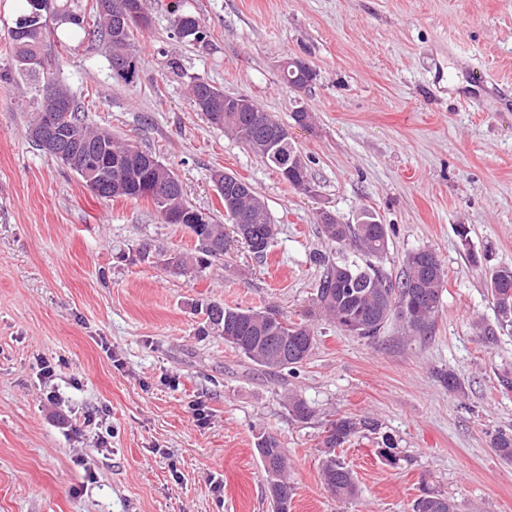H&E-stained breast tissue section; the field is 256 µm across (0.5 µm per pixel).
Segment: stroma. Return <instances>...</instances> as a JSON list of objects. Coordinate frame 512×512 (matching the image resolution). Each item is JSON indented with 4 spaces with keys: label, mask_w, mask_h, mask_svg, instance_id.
Returning <instances> with one entry per match:
<instances>
[{
    "label": "stroma",
    "mask_w": 512,
    "mask_h": 512,
    "mask_svg": "<svg viewBox=\"0 0 512 512\" xmlns=\"http://www.w3.org/2000/svg\"><path fill=\"white\" fill-rule=\"evenodd\" d=\"M179 10L200 17L207 44L179 37ZM146 11L131 82L112 78L95 43L50 49L51 73L91 126L167 165L195 207L223 214L214 171L247 181L277 235L259 257L228 223L221 259L160 265L193 253L190 230L150 200L93 195L31 142L33 89L0 83V512H272L263 434L286 452L291 512H412L425 486L460 512H512V462L492 446L512 429V390L498 385L512 375V327L489 293L492 270L512 267V0H146ZM289 58L316 73L299 99L281 78ZM194 77L287 126L315 195L211 125L189 99ZM301 105L312 127L293 122ZM323 208L345 224L378 215L392 278L407 253L435 252L439 308L421 336L395 319L370 340L317 320L297 374H273L207 332L205 310L273 304L304 319L314 256L334 250ZM449 370L461 391L441 383ZM291 395L314 420L289 415ZM332 414L379 422L339 451L358 486L350 502L322 477ZM386 436L393 463L378 453Z\"/></svg>",
    "instance_id": "stroma-1"
}]
</instances>
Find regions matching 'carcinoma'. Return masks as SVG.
Here are the masks:
<instances>
[{"mask_svg": "<svg viewBox=\"0 0 512 512\" xmlns=\"http://www.w3.org/2000/svg\"><path fill=\"white\" fill-rule=\"evenodd\" d=\"M23 11L9 29L12 59L9 66L0 68V82L12 83L21 77L34 88L42 89L48 83L54 87L56 98L71 104L69 128L76 141L87 146L90 162L102 157L128 160L129 157H147V153L122 143L112 137V133L96 130L86 121L84 108L70 91L51 77L49 68H43L40 60L47 59L48 47L58 45L67 50L86 42H95L109 51V58L129 57V47L134 30L149 23L145 8L130 18L126 30L115 37L111 24L100 9L94 15H86L81 0H51L54 13L60 16L58 21H47L37 16L31 0H23ZM189 13L182 12L175 18L176 24L190 30L184 40L192 44L207 42L209 32L201 26L199 18L187 19ZM283 83L291 88L295 84L313 81L315 72L305 70V63L299 62V68H293L286 62L282 69ZM193 106L208 116L211 123L221 126L232 133L264 163L278 170L282 178L293 187L300 189L304 181L310 180L307 163H297L289 168L285 166L288 157H296L299 152L290 139L282 138L280 131L284 127L269 128L259 126L253 121L261 106L250 100V111L239 112L224 103V91L207 85V95L199 94L200 78L195 77L189 84ZM153 176L156 179L173 177L167 168L153 169L150 173L140 167L122 165L112 167L110 183L99 188L86 177L81 180L93 194L102 199H139L134 194L136 183ZM218 185V193L224 201V219L228 223L242 228L237 220H244L256 235L260 236L262 246L252 252L262 256L276 235L269 210L248 184L223 171L213 174ZM164 223L169 218L184 215L197 210L189 203L182 188H177L163 201H154ZM329 241L338 246V251L346 249L357 252L360 260L346 257L333 260L329 255L320 253L315 262L323 268L316 298L315 309L309 315L319 313L334 321L336 326L347 334L365 339H374L382 327L392 318L406 324L414 334H421L432 323L439 307L445 272L439 258L431 251L418 249L408 253L404 260L405 272L402 278H388L379 266L388 247L389 233L377 215L364 210L356 224H342L336 214L328 211L318 214ZM188 228L195 236L197 252L195 262L201 264L209 259H218L224 255V225L214 214H209V223L190 224ZM493 304L501 322L512 324V296L498 298L496 289H490ZM207 329L224 337V342L244 355L255 365L274 373L295 372L310 356L315 343L314 332L306 322H293L280 314L276 306L263 309L226 308L211 305L206 308ZM289 414L300 422H309L315 417V411L299 397L288 399ZM324 456L321 459V471L325 484L336 498L352 500L357 494L353 473L336 455V449L344 447L363 430L375 432L379 429L376 420L365 418L355 420L343 415L321 423ZM492 446L502 460L512 462V433L499 431L492 440ZM262 463H271L265 471L269 477V496L273 512H290L293 487L288 482V466L282 464L286 453L280 442L273 436L261 435L256 444ZM413 512H455V505L448 497L429 488L414 501Z\"/></svg>", "mask_w": 512, "mask_h": 512, "instance_id": "cac0c4a2", "label": "carcinoma"}]
</instances>
